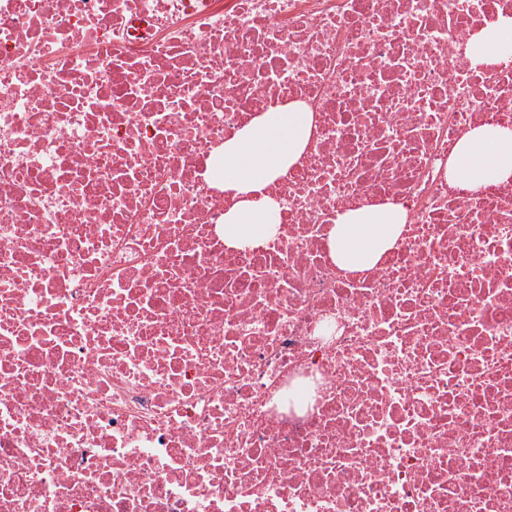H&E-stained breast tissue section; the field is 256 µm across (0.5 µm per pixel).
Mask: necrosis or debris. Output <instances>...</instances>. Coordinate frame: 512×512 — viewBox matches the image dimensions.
Segmentation results:
<instances>
[{"label":"necrosis or debris","instance_id":"necrosis-or-debris-1","mask_svg":"<svg viewBox=\"0 0 512 512\" xmlns=\"http://www.w3.org/2000/svg\"><path fill=\"white\" fill-rule=\"evenodd\" d=\"M512 0H0V512H512ZM310 112L230 247L210 165ZM406 221L375 266L338 215ZM475 63H499L506 56L512 57V18H501L496 27L478 38L471 46ZM451 174L467 191L512 179V130L483 126L468 132L459 143ZM405 214L392 205L366 206L338 216L331 251L336 263L348 270L375 266L402 230Z\"/></svg>","mask_w":512,"mask_h":512}]
</instances>
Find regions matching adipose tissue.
<instances>
[{
	"mask_svg": "<svg viewBox=\"0 0 512 512\" xmlns=\"http://www.w3.org/2000/svg\"><path fill=\"white\" fill-rule=\"evenodd\" d=\"M474 62L492 64L512 57V18L471 46ZM311 115L291 107L264 114L234 139L225 142L213 176L238 203L224 217V242L232 247L257 245L268 238L278 221L266 188L304 150ZM452 177L456 185L476 191L512 179V130L483 126L460 141ZM405 222L404 213L391 205L366 206L338 216L332 231L331 251L336 263L348 270L375 266L392 247Z\"/></svg>",
	"mask_w": 512,
	"mask_h": 512,
	"instance_id": "1",
	"label": "adipose tissue"
}]
</instances>
